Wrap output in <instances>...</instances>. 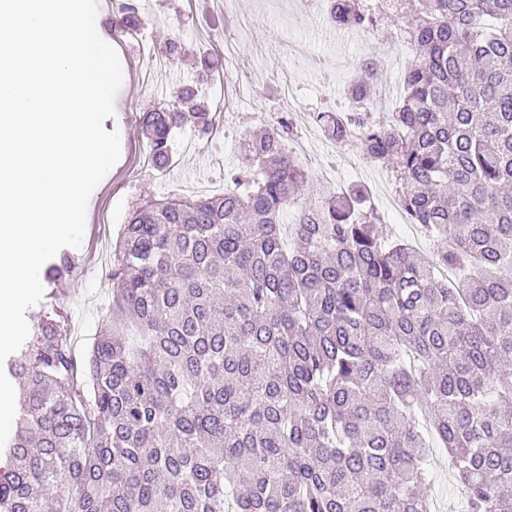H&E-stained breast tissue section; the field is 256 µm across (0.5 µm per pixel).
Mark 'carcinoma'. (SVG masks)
Instances as JSON below:
<instances>
[{
	"instance_id": "cac0c4a2",
	"label": "carcinoma",
	"mask_w": 512,
	"mask_h": 512,
	"mask_svg": "<svg viewBox=\"0 0 512 512\" xmlns=\"http://www.w3.org/2000/svg\"><path fill=\"white\" fill-rule=\"evenodd\" d=\"M334 18L420 50L391 112L367 110L365 65L352 109L316 121L388 169L432 254L381 237L367 187L311 189L293 119L260 123L223 194L132 207L88 362L31 316L0 512H432L433 448L460 512L509 508L512 0H338ZM188 122L213 129L189 90L143 113L154 167Z\"/></svg>"
}]
</instances>
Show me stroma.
Instances as JSON below:
<instances>
[{
	"mask_svg": "<svg viewBox=\"0 0 512 512\" xmlns=\"http://www.w3.org/2000/svg\"><path fill=\"white\" fill-rule=\"evenodd\" d=\"M143 32L152 49L174 38L194 56H208L217 67L212 84L199 82L191 63L151 67L137 47L116 44L122 85L115 99V114L104 121L106 131H118L119 161L90 195L83 241L72 253L78 264L72 276L44 289L43 306L57 310L77 357H84L99 330L108 323L107 304L112 282L99 262L111 254L112 243L133 205L144 199L170 194H218L226 176L242 164L240 144L245 131L216 130L199 135L186 125L174 137L173 166L160 173L144 168L146 144L140 129L145 108L168 100L180 89H193L210 106L214 122L225 113L253 110L263 86L288 88L290 108L300 136L288 144L310 176H317L325 162L324 138L312 120L318 111L342 112L348 107L344 88L360 62L373 54L385 60L381 83L387 92L375 97L374 107L389 110L412 47L390 52L381 31L332 32L319 20L301 11L299 0H237L242 9L240 27L230 39L210 37L219 27V15L203 12L198 0H147ZM232 53H225V45ZM365 185L371 202L384 221L386 236L408 240L428 252L414 225L393 209L384 193L389 178L357 147L343 151L330 172V184Z\"/></svg>",
	"mask_w": 512,
	"mask_h": 512,
	"instance_id": "35a3bbf8",
	"label": "stroma"
}]
</instances>
